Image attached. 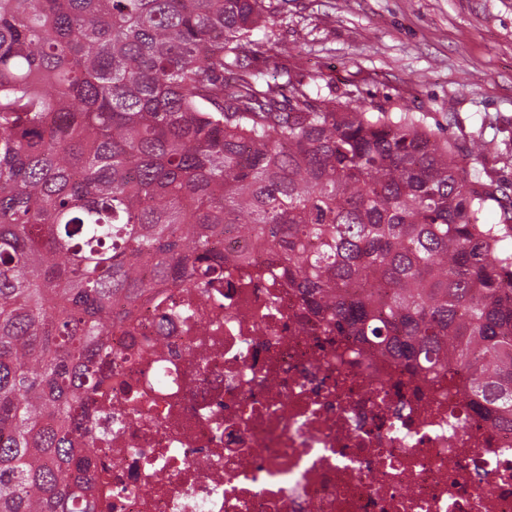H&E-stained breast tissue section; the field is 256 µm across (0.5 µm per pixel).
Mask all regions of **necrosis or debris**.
<instances>
[{"label": "necrosis or debris", "instance_id": "4bbe7bcc", "mask_svg": "<svg viewBox=\"0 0 512 512\" xmlns=\"http://www.w3.org/2000/svg\"><path fill=\"white\" fill-rule=\"evenodd\" d=\"M217 249L250 258L112 331L92 512H512V427L329 330L266 247Z\"/></svg>", "mask_w": 512, "mask_h": 512}]
</instances>
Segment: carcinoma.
Listing matches in <instances>:
<instances>
[{
	"instance_id": "obj_1",
	"label": "carcinoma",
	"mask_w": 512,
	"mask_h": 512,
	"mask_svg": "<svg viewBox=\"0 0 512 512\" xmlns=\"http://www.w3.org/2000/svg\"><path fill=\"white\" fill-rule=\"evenodd\" d=\"M269 0H0V512H84L107 333L268 247L338 336L512 424V209L424 116L273 86ZM500 206L499 219L489 215Z\"/></svg>"
}]
</instances>
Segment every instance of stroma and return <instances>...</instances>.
<instances>
[{"mask_svg":"<svg viewBox=\"0 0 512 512\" xmlns=\"http://www.w3.org/2000/svg\"><path fill=\"white\" fill-rule=\"evenodd\" d=\"M275 33L294 80L323 76L337 101L407 107L457 143L495 140L483 159L512 202V0H287Z\"/></svg>","mask_w":512,"mask_h":512,"instance_id":"obj_1","label":"stroma"}]
</instances>
